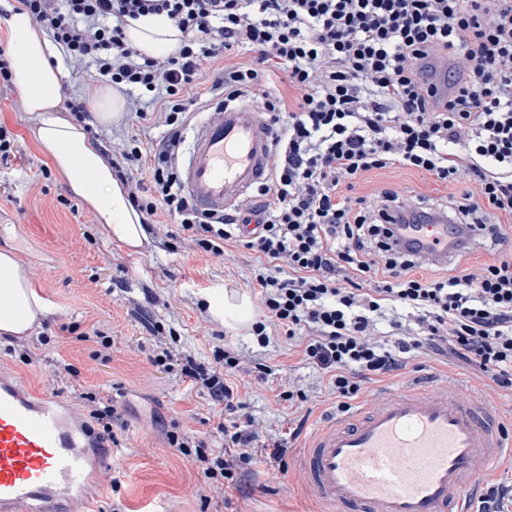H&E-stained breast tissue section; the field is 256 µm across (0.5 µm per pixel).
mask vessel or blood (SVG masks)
Returning <instances> with one entry per match:
<instances>
[{
	"instance_id": "vessel-or-blood-1",
	"label": "vessel or blood",
	"mask_w": 512,
	"mask_h": 512,
	"mask_svg": "<svg viewBox=\"0 0 512 512\" xmlns=\"http://www.w3.org/2000/svg\"><path fill=\"white\" fill-rule=\"evenodd\" d=\"M275 131L250 103L192 127L182 190L202 210L234 206L267 177ZM447 261L456 247L445 218L400 235ZM512 458V435L475 404L419 383L385 393L321 430L303 449L308 492L329 512H469L495 466ZM112 467L62 399L26 391L0 374V512H77Z\"/></svg>"
}]
</instances>
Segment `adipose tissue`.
Returning <instances> with one entry per match:
<instances>
[{"label": "adipose tissue", "instance_id": "1", "mask_svg": "<svg viewBox=\"0 0 512 512\" xmlns=\"http://www.w3.org/2000/svg\"><path fill=\"white\" fill-rule=\"evenodd\" d=\"M9 27L12 80L27 111L41 115L37 131L41 151L67 174L74 195L96 211L113 239L131 248L141 246L146 237L142 217L115 177L111 163L83 125L57 114L64 73L55 62V46L36 29L28 12H12ZM125 35L150 58L169 55L180 43L179 30L156 14L130 21ZM0 272L10 276L8 286L0 288V334L23 335L42 313L43 303L13 255L0 253ZM207 301L211 316L227 326H242L252 319L248 294L231 295L218 285L211 289Z\"/></svg>", "mask_w": 512, "mask_h": 512}]
</instances>
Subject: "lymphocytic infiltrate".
Listing matches in <instances>:
<instances>
[{
	"label": "lymphocytic infiltrate",
	"instance_id": "1",
	"mask_svg": "<svg viewBox=\"0 0 512 512\" xmlns=\"http://www.w3.org/2000/svg\"><path fill=\"white\" fill-rule=\"evenodd\" d=\"M66 60L90 82L128 96L138 120L166 130L150 152L134 141L112 152V167L144 224L170 220L220 256L240 242L254 272L267 327L299 341L302 358L328 374L337 397L357 396L369 378L392 375L414 349L450 352L489 386L512 388V0H18ZM162 14L179 47L148 58L129 43L126 20ZM247 47L249 62L225 64ZM438 55L458 70L446 98L425 76ZM274 63L296 93L293 106L259 94ZM225 101L261 96L277 130L271 173L234 212L206 214L179 186L188 91L204 70ZM457 152H448V144ZM395 165L443 184L467 182L451 197L454 223L491 229L479 272L423 274V249L394 245V225L425 224L430 213L389 187L354 196L367 175ZM254 232L242 233L245 224ZM287 266L286 276L274 268ZM417 312L421 333L374 340L387 305ZM240 359L225 350L213 367L187 361L181 374L207 388L222 448L170 436L194 454L207 479L241 489L256 457L251 420L226 382Z\"/></svg>",
	"mask_w": 512,
	"mask_h": 512
}]
</instances>
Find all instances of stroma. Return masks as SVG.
Returning a JSON list of instances; mask_svg holds the SVG:
<instances>
[{
    "label": "stroma",
    "instance_id": "stroma-1",
    "mask_svg": "<svg viewBox=\"0 0 512 512\" xmlns=\"http://www.w3.org/2000/svg\"><path fill=\"white\" fill-rule=\"evenodd\" d=\"M0 124L16 134L18 150L11 166L0 165V252L14 255L44 302L32 331L0 335V368L21 375L33 392L68 401L80 393L108 394L122 411V424L112 429V474L121 484L105 487L95 512H318L305 493L299 451L340 415L325 375L303 361L284 333H273L262 346L252 330L232 332L213 320L201 300L217 284L258 297L253 252L234 245L221 256L207 253L175 224L155 225L141 248L129 250L109 237L95 212L71 192L66 174L42 153L39 118L24 111L20 93L0 102ZM381 185L431 204L461 190L392 167L372 173L370 185L355 193ZM103 335L112 341L111 352L100 345ZM227 346L241 356L228 384L245 402L261 440L287 445L279 459L260 452L242 493L205 485L194 459L166 438L189 433L221 445L208 392L182 381L180 362L189 355L211 363ZM23 349L32 351V364L19 360ZM163 352L173 366L155 363ZM418 381L446 385L454 397L478 399L502 420L512 419V389L489 390L476 367L423 349L364 390L371 396L383 386L401 391ZM286 390L306 398L281 400Z\"/></svg>",
    "mask_w": 512,
    "mask_h": 512
}]
</instances>
